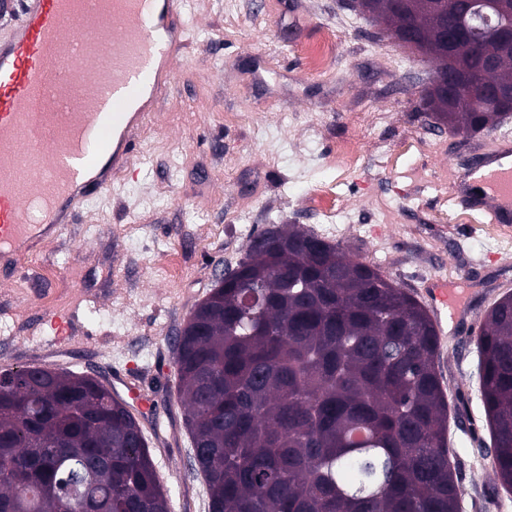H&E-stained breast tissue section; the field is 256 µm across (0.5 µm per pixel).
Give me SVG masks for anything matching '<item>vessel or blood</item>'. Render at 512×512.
<instances>
[{"instance_id":"obj_1","label":"vessel or blood","mask_w":512,"mask_h":512,"mask_svg":"<svg viewBox=\"0 0 512 512\" xmlns=\"http://www.w3.org/2000/svg\"><path fill=\"white\" fill-rule=\"evenodd\" d=\"M183 0H21L0 32V276L83 202L111 195L133 135L174 79ZM454 203L512 222V168L465 179Z\"/></svg>"}]
</instances>
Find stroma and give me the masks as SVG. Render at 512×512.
I'll return each mask as SVG.
<instances>
[{"label": "stroma", "instance_id": "35a3bbf8", "mask_svg": "<svg viewBox=\"0 0 512 512\" xmlns=\"http://www.w3.org/2000/svg\"><path fill=\"white\" fill-rule=\"evenodd\" d=\"M185 23L175 78L135 137L131 171L116 175L117 197L87 204L0 281V371L40 364L109 385L135 368L152 400L139 423L171 512H203L176 336L254 234L298 224L329 238L305 197L335 180L337 142L360 144L362 164L342 186L340 244L415 298L430 281L449 289L437 364L461 460L458 512H512V493L478 453L490 434L476 348L488 308L512 292V223L457 222L443 199L489 132L429 130L421 92L433 62L342 0H186ZM330 31L335 61L311 74L300 47ZM44 264L56 277L42 276ZM61 310L74 328L62 343L42 322Z\"/></svg>", "mask_w": 512, "mask_h": 512}]
</instances>
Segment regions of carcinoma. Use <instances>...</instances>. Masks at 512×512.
<instances>
[{"label": "carcinoma", "instance_id": "obj_1", "mask_svg": "<svg viewBox=\"0 0 512 512\" xmlns=\"http://www.w3.org/2000/svg\"><path fill=\"white\" fill-rule=\"evenodd\" d=\"M393 32L432 45L461 24L454 0L399 12L370 0ZM495 34L446 51L485 83L512 86V53L490 70ZM425 115L491 131L504 112L470 97L447 107L430 88ZM250 243L236 279L214 287L179 331L178 398L209 512H457L448 401L427 311L378 269L295 224ZM492 468L512 490V293L477 334ZM45 366L0 378V512H170L127 403L103 383Z\"/></svg>", "mask_w": 512, "mask_h": 512}]
</instances>
